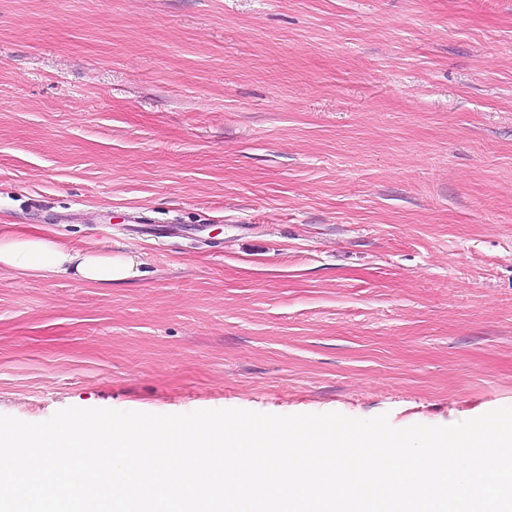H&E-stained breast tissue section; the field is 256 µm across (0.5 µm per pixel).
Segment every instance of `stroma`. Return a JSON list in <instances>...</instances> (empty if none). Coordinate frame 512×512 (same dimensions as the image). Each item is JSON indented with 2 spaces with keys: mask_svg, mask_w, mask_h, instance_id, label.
<instances>
[{
  "mask_svg": "<svg viewBox=\"0 0 512 512\" xmlns=\"http://www.w3.org/2000/svg\"><path fill=\"white\" fill-rule=\"evenodd\" d=\"M0 221L141 270L0 272V415L512 407V0H0Z\"/></svg>",
  "mask_w": 512,
  "mask_h": 512,
  "instance_id": "35a3bbf8",
  "label": "stroma"
}]
</instances>
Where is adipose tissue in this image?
<instances>
[{"instance_id":"1","label":"adipose tissue","mask_w":512,"mask_h":512,"mask_svg":"<svg viewBox=\"0 0 512 512\" xmlns=\"http://www.w3.org/2000/svg\"><path fill=\"white\" fill-rule=\"evenodd\" d=\"M139 262L131 253L80 249L41 234H23L0 225V269L34 276L68 274L100 288L138 278Z\"/></svg>"}]
</instances>
